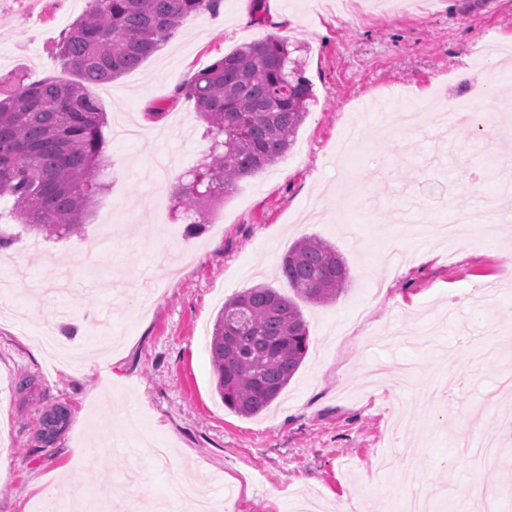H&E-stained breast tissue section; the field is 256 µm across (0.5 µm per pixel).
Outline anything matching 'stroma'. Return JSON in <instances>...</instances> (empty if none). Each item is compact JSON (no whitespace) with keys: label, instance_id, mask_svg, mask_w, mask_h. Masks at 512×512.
I'll use <instances>...</instances> for the list:
<instances>
[{"label":"stroma","instance_id":"1","mask_svg":"<svg viewBox=\"0 0 512 512\" xmlns=\"http://www.w3.org/2000/svg\"><path fill=\"white\" fill-rule=\"evenodd\" d=\"M87 2L0 0V87L71 78L55 44ZM270 36L297 47L315 102L287 155L189 230L171 191L209 142L188 77ZM508 48L512 0H222L97 88L108 189L85 237L24 234L0 251V277L18 268L40 287L0 288V512L77 488L96 512H158L181 481L219 512H292L303 497L313 512H398L412 493L460 512L456 432L507 427L489 395L512 364V146L442 114L452 98H512ZM397 90L427 118L391 135L363 105ZM490 204L506 213L494 233L435 234ZM312 236L345 259L347 287L303 305L304 362L265 412L238 415L215 391L217 315L259 283L288 293L281 258ZM68 331L80 365L50 366L38 336Z\"/></svg>","mask_w":512,"mask_h":512}]
</instances>
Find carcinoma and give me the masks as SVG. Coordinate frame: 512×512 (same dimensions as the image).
Returning a JSON list of instances; mask_svg holds the SVG:
<instances>
[{"label": "carcinoma", "mask_w": 512, "mask_h": 512, "mask_svg": "<svg viewBox=\"0 0 512 512\" xmlns=\"http://www.w3.org/2000/svg\"><path fill=\"white\" fill-rule=\"evenodd\" d=\"M221 0H89L62 35L58 59L74 80L21 76L0 98V197L31 234L81 236L105 167L106 112L94 93L139 67L192 14H215ZM288 40L243 45L198 71L186 94L206 124L208 154L178 187L188 227L206 223L205 197L225 198L291 148L315 101ZM279 272L294 292L268 284L224 302L210 341L216 391L242 416L265 411L304 361L309 336L301 304L336 301L349 278L335 246L317 237L292 244Z\"/></svg>", "instance_id": "1"}]
</instances>
